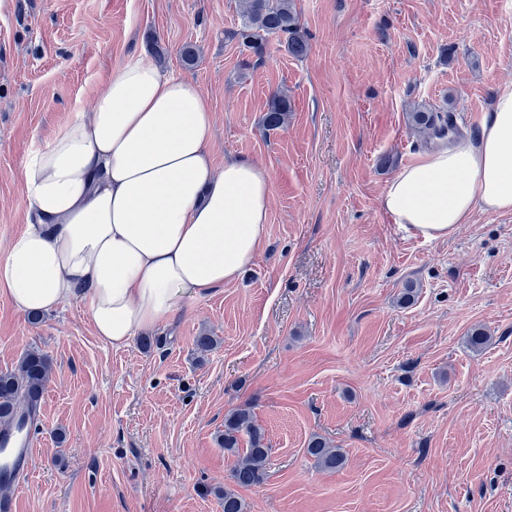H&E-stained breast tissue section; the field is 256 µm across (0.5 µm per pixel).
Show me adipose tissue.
Here are the masks:
<instances>
[{
  "mask_svg": "<svg viewBox=\"0 0 512 512\" xmlns=\"http://www.w3.org/2000/svg\"><path fill=\"white\" fill-rule=\"evenodd\" d=\"M209 99L143 53L108 72L21 164L27 224L0 254V293L21 315L79 303L115 346L170 322L182 297L239 280L261 248L271 184L247 158L214 171ZM394 223L447 239L475 209L512 213V86L477 133L422 154L381 196Z\"/></svg>",
  "mask_w": 512,
  "mask_h": 512,
  "instance_id": "1",
  "label": "adipose tissue"
}]
</instances>
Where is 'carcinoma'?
Returning <instances> with one entry per match:
<instances>
[{
	"mask_svg": "<svg viewBox=\"0 0 512 512\" xmlns=\"http://www.w3.org/2000/svg\"><path fill=\"white\" fill-rule=\"evenodd\" d=\"M240 6L242 25L235 36L242 45L257 51L265 36L277 34L287 37L289 53L298 57L308 53L293 0H240ZM290 109L287 95H275L263 116L264 125L269 130L283 127ZM409 120L415 131L429 140L443 141L448 131L456 128L449 112L419 110L409 113ZM51 373L50 358L38 350L26 352L14 369L0 372V429L14 421L22 429L37 419ZM244 436L247 446L242 449ZM221 444L225 451L237 456L230 475L235 486L248 488L261 483L271 448L265 431L255 424L249 409L240 408L225 416ZM306 451L321 468L340 469L347 461L342 449L331 447L321 437L310 439ZM222 497L223 512H246V504L236 490L226 487Z\"/></svg>",
	"mask_w": 512,
	"mask_h": 512,
	"instance_id": "carcinoma-1",
	"label": "carcinoma"
}]
</instances>
